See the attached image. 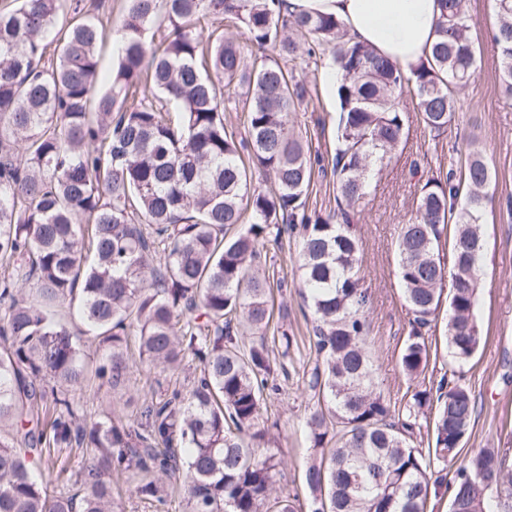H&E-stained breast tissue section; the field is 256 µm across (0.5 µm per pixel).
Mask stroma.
Returning a JSON list of instances; mask_svg holds the SVG:
<instances>
[{"label": "stroma", "mask_w": 512, "mask_h": 512, "mask_svg": "<svg viewBox=\"0 0 512 512\" xmlns=\"http://www.w3.org/2000/svg\"><path fill=\"white\" fill-rule=\"evenodd\" d=\"M469 24L485 52L469 84L457 94V112L446 132L425 128L411 96H403L405 129L399 147L371 182L369 194L351 210L353 230L362 255V285L370 295L369 330L365 339L384 393L400 398L415 386L439 380L448 369L446 344L447 307H440L437 326L429 333L427 369L409 380L397 366L408 335L410 316L404 306L396 274L395 241L402 224L415 216L421 178L445 176L459 164L466 151L467 135H475L491 170L487 188L483 232L486 249L480 264L483 279L478 290V320L482 342L463 366L460 379L474 393L477 414L463 442L464 448H502L512 459V104L501 93L497 62L490 48L498 24L495 0H468ZM296 76L310 95L291 122L304 144L324 157L336 152V118L339 104L327 83L328 58L301 57ZM419 176H412V168ZM281 320L295 343L288 360L291 373L280 380V390L267 402L259 426L271 438V451L280 460L275 476L277 490L295 495L298 512H312V498L305 486L310 448L304 428L309 398L301 368L313 355L309 336L311 316L295 286L277 291ZM150 371L131 362L129 382L121 392L108 388L91 391L88 412L92 418L105 413L132 417L149 396Z\"/></svg>", "instance_id": "1"}]
</instances>
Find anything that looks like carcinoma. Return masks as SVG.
I'll return each mask as SVG.
<instances>
[{"mask_svg":"<svg viewBox=\"0 0 512 512\" xmlns=\"http://www.w3.org/2000/svg\"><path fill=\"white\" fill-rule=\"evenodd\" d=\"M0 3V512H119L114 479L160 505L179 489L182 512H295L275 488L279 466L257 429L275 374L288 377L291 337L269 335L272 287L259 240L298 241V294L311 313L314 404L305 418L314 512H425L446 489L459 512H512V469L500 448L455 460L476 415L456 368L477 352L481 223L491 172L470 145L464 168L429 178L396 241L411 329L399 357L410 380L429 360L425 330L448 294V372L403 406L375 388L364 346L368 295L351 226L309 212L323 158L290 116L308 96L283 61L303 38L339 76L338 147L330 172L354 204L400 143L397 99L444 132L454 92L480 47L464 0H441L437 40L411 74L353 40L329 15H289L283 0H128L118 62L96 92L108 38L73 0ZM492 47L512 97V0H496ZM244 30L250 54L218 23ZM57 44L56 61L45 55ZM245 97L246 135L224 127V104ZM263 173L272 191L252 187ZM451 265L443 261L448 227ZM77 306L85 329L59 313ZM99 339L91 366L82 336ZM149 368L197 363L190 384L145 403L140 418L93 420L75 392L116 390L128 337ZM435 409L434 453L456 465L447 483L413 445Z\"/></svg>","mask_w":512,"mask_h":512,"instance_id":"obj_1","label":"carcinoma"}]
</instances>
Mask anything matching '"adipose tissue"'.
<instances>
[{
    "label": "adipose tissue",
    "instance_id": "adipose-tissue-1",
    "mask_svg": "<svg viewBox=\"0 0 512 512\" xmlns=\"http://www.w3.org/2000/svg\"><path fill=\"white\" fill-rule=\"evenodd\" d=\"M440 0H284L289 14L321 13L344 23L349 35L411 71L436 39Z\"/></svg>",
    "mask_w": 512,
    "mask_h": 512
}]
</instances>
